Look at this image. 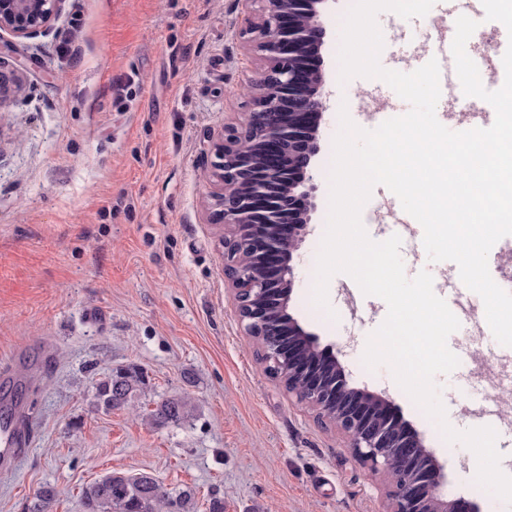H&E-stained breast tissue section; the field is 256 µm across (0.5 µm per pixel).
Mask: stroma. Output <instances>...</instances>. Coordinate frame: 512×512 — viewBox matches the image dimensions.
Segmentation results:
<instances>
[{
	"mask_svg": "<svg viewBox=\"0 0 512 512\" xmlns=\"http://www.w3.org/2000/svg\"><path fill=\"white\" fill-rule=\"evenodd\" d=\"M352 4L321 6L327 108L312 169L316 210L294 260L288 312L319 348L333 349L351 386L389 397L442 466L450 497L512 512L476 483L473 452L444 439L388 366L364 365L386 302L350 289L344 274L329 283V309L313 302L339 109L357 116L367 92L399 99L379 79L339 80ZM377 22L394 71L411 72L413 57L438 42L422 17L384 11ZM245 25L240 0H63L46 35L0 30V59L23 76L0 111V356L28 343L49 359L21 393L36 441L0 475V512H27L43 485L56 490L52 512H79L81 488L113 472L192 489L195 512L216 498L224 512H389V476L267 371L224 285L211 164L225 126L251 108L248 84L261 63ZM400 255L407 277L426 269L438 284L460 280L454 262H429L411 237ZM453 312L460 327L449 349L481 362L435 382L450 425L466 430L497 410L488 380L512 356L478 294L464 290ZM129 365L144 373L140 391L128 407L98 409L99 381ZM183 395L196 406L187 422L149 420L162 399Z\"/></svg>",
	"mask_w": 512,
	"mask_h": 512,
	"instance_id": "1",
	"label": "stroma"
}]
</instances>
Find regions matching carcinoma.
<instances>
[{
  "instance_id": "carcinoma-1",
  "label": "carcinoma",
  "mask_w": 512,
  "mask_h": 512,
  "mask_svg": "<svg viewBox=\"0 0 512 512\" xmlns=\"http://www.w3.org/2000/svg\"><path fill=\"white\" fill-rule=\"evenodd\" d=\"M143 384V375L133 367L111 372L96 386L97 407L110 412L128 405ZM194 411L187 396L162 400L150 413L157 423L179 425ZM55 490L39 488L28 512H51ZM81 512H190L195 508L194 493L182 490L174 494L148 472L110 473L86 485L80 494Z\"/></svg>"
}]
</instances>
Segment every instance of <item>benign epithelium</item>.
Instances as JSON below:
<instances>
[{
	"instance_id": "7a95c632",
	"label": "benign epithelium",
	"mask_w": 512,
	"mask_h": 512,
	"mask_svg": "<svg viewBox=\"0 0 512 512\" xmlns=\"http://www.w3.org/2000/svg\"><path fill=\"white\" fill-rule=\"evenodd\" d=\"M62 0H0V29L31 38L45 34ZM323 0H243L246 11L259 5L255 48L266 66L252 80L259 92L245 121L224 128L215 145L214 176L222 183L218 199L224 223V262L228 287L235 292L246 333L266 336V361L288 377V391L331 419L348 447L374 470L394 478L391 512H479L462 498L441 492L442 467L423 440L393 413L391 401L349 385L335 353L320 349L314 337L288 314L294 280L293 255L311 221V210L285 207L275 181L288 178L290 195L312 196L309 166L320 150L312 124L325 102L323 75H308L306 60L323 44ZM19 88L15 73L0 70V109ZM256 143V156L241 144Z\"/></svg>"
}]
</instances>
